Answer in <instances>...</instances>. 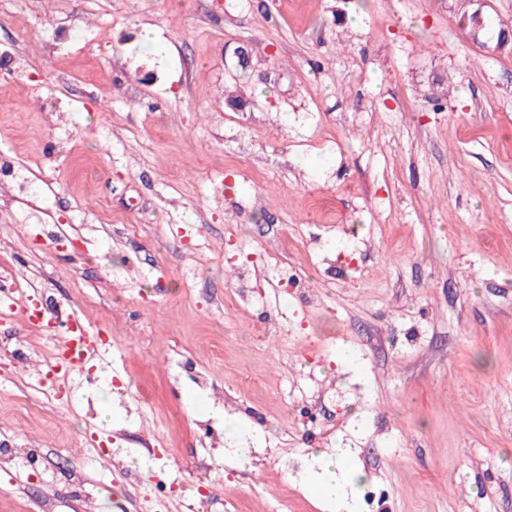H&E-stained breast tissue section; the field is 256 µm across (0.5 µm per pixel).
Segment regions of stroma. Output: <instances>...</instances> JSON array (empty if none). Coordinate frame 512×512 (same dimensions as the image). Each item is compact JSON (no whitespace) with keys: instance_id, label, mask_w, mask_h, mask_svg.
Returning <instances> with one entry per match:
<instances>
[{"instance_id":"35a3bbf8","label":"stroma","mask_w":512,"mask_h":512,"mask_svg":"<svg viewBox=\"0 0 512 512\" xmlns=\"http://www.w3.org/2000/svg\"><path fill=\"white\" fill-rule=\"evenodd\" d=\"M483 18L0 0V276L55 323L0 317V512H329L338 448L355 512H512V0ZM71 316L103 342L58 396ZM314 461V465L309 466L301 474L308 488L326 502L338 503L346 499L348 473L345 466L351 468L350 455L344 452H336L335 455L321 452Z\"/></svg>"}]
</instances>
